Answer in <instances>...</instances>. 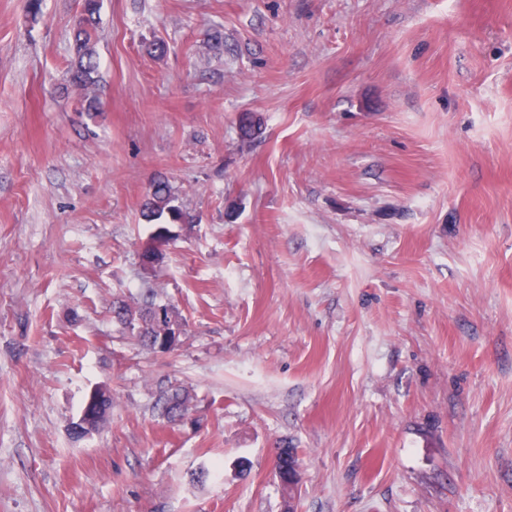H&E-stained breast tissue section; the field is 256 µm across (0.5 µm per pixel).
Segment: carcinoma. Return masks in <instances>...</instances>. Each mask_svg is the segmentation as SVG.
Returning a JSON list of instances; mask_svg holds the SVG:
<instances>
[{
  "label": "carcinoma",
  "mask_w": 512,
  "mask_h": 512,
  "mask_svg": "<svg viewBox=\"0 0 512 512\" xmlns=\"http://www.w3.org/2000/svg\"><path fill=\"white\" fill-rule=\"evenodd\" d=\"M100 10L101 0H82L68 69L69 87L79 91V104L84 112H96L100 109V100L94 92L100 82L94 42ZM240 131L243 139L258 140L263 135V122L254 114H246L241 119ZM175 201V193L169 181L158 177L150 186L142 214L150 222L166 216L175 220H187V216L175 205ZM171 305V301L157 297L149 289L137 301L117 299L113 302L112 313L129 339L153 352L168 353L176 348L173 327H178L182 332L186 327V319L179 310L175 311L172 321L156 317L155 309H165ZM193 400L194 397L189 391L171 385L160 391L156 409L161 417L177 423L185 418Z\"/></svg>",
  "instance_id": "1"
}]
</instances>
